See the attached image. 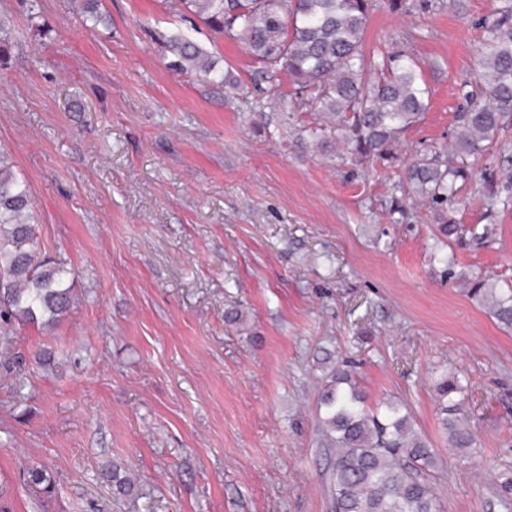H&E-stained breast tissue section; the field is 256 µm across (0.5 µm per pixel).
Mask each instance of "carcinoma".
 Instances as JSON below:
<instances>
[{
  "instance_id": "carcinoma-1",
  "label": "carcinoma",
  "mask_w": 512,
  "mask_h": 512,
  "mask_svg": "<svg viewBox=\"0 0 512 512\" xmlns=\"http://www.w3.org/2000/svg\"><path fill=\"white\" fill-rule=\"evenodd\" d=\"M376 0H179L214 32L244 45L267 72H284L294 93L274 91L283 114L315 112L306 129L313 144L341 143L362 162L383 161L404 170L408 195L434 211L435 239L443 245L461 231L448 215L457 194L473 180L470 159L492 158L512 129V0L483 22L479 78L458 85L465 108L456 113L453 144L422 147L407 160L397 146L429 109L431 88L422 67L404 51H367V23ZM165 47L172 66L222 85L235 96L246 87L188 37ZM35 206L28 183L0 151V323L59 321L73 305L65 285L73 271L39 251ZM468 294L512 328V288L489 278L464 280ZM318 397L319 431L330 455L331 512H437L435 449L414 428L405 406L365 405L351 373L335 367ZM439 424L448 447L476 448L464 413L466 388L453 373L434 381ZM497 494L512 504V468L495 473Z\"/></svg>"
}]
</instances>
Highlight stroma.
Returning <instances> with one entry per match:
<instances>
[{
    "label": "stroma",
    "mask_w": 512,
    "mask_h": 512,
    "mask_svg": "<svg viewBox=\"0 0 512 512\" xmlns=\"http://www.w3.org/2000/svg\"><path fill=\"white\" fill-rule=\"evenodd\" d=\"M172 2L99 0L87 26L71 0H0L13 38L0 150L76 299L52 327L11 330L25 365L0 370V507L330 512L316 403L345 361L369 407L402 402L435 448L440 512H506L486 465L512 467V330L458 276L512 283V183H487L478 161L444 277L433 215L400 194L399 169L317 148L303 132L314 114L284 117L270 96L292 93L287 75ZM503 4L381 0L367 47L406 51L432 89L400 152L448 142L455 87L475 79L482 20ZM176 33L246 94L171 71L163 39ZM445 367L469 386V458L441 434ZM33 463L49 476L37 487ZM114 469L131 494L105 479Z\"/></svg>",
    "instance_id": "1"
}]
</instances>
